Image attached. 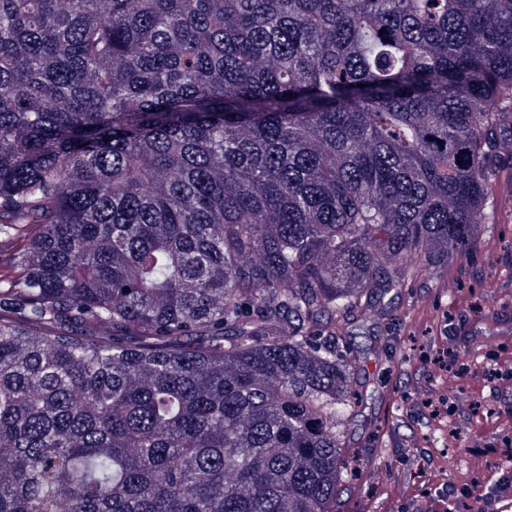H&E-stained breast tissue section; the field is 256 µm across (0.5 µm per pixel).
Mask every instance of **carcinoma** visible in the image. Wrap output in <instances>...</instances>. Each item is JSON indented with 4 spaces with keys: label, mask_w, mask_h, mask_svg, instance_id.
<instances>
[{
    "label": "carcinoma",
    "mask_w": 512,
    "mask_h": 512,
    "mask_svg": "<svg viewBox=\"0 0 512 512\" xmlns=\"http://www.w3.org/2000/svg\"><path fill=\"white\" fill-rule=\"evenodd\" d=\"M511 147L512 0H0V512H336Z\"/></svg>",
    "instance_id": "cac0c4a2"
}]
</instances>
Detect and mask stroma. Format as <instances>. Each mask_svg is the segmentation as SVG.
<instances>
[{"label": "stroma", "instance_id": "1", "mask_svg": "<svg viewBox=\"0 0 512 512\" xmlns=\"http://www.w3.org/2000/svg\"><path fill=\"white\" fill-rule=\"evenodd\" d=\"M467 252L390 291L337 339L358 403L338 512H512V155ZM448 389L433 416L427 387ZM461 493L448 499L449 486Z\"/></svg>", "mask_w": 512, "mask_h": 512}]
</instances>
